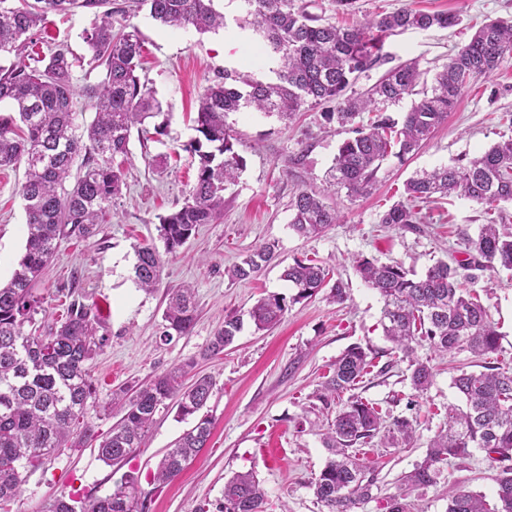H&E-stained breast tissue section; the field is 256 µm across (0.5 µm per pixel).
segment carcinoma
Returning <instances> with one entry per match:
<instances>
[{"label":"carcinoma","instance_id":"cac0c4a2","mask_svg":"<svg viewBox=\"0 0 512 512\" xmlns=\"http://www.w3.org/2000/svg\"><path fill=\"white\" fill-rule=\"evenodd\" d=\"M214 0H130L123 7L112 0H34L12 7L0 0V165L22 164L27 240L11 280L0 285V512L19 494L24 474L43 467L66 446L80 448L91 436L86 421L94 386L86 368L105 342L97 336L91 308L73 293L65 317L52 325H36L43 311L34 286L64 238L84 240L96 225L106 222L112 201L125 185L124 168L116 156H127L132 130L155 142L166 135L162 104L136 75L144 40L132 24L114 30L112 17H128L146 8L160 24L200 33L225 27L224 14ZM240 26L252 30L264 52L277 61L276 80L262 82L237 72L224 71L223 80L207 86L199 96L194 129L198 133L189 150L198 156L195 181L183 204L159 217L164 252L150 245L135 247V282L146 292L161 280L162 254H174L200 225L212 224L224 214V191L234 184L245 166L235 148L238 136L228 114L252 110L283 120L315 105L335 104L327 120L341 125L365 112L374 113L368 125L352 129L329 169L328 184L350 197L368 194L384 161L419 149L444 122L462 90L478 76L495 73L512 55V22L495 20L478 29L470 41L449 58L435 75L429 90L417 91L421 71L416 62L388 69L372 86L356 94L348 90L358 77L386 61L383 38L409 29H448L459 17L448 12L403 8L373 13L351 27H338L306 11L294 0H240ZM81 8L93 16L85 42L103 79L87 89L96 117L86 136L76 134L72 66L69 49L57 46L44 58H27L33 31L50 12ZM420 95L396 120L383 106ZM406 200L394 204L380 223L419 230L425 223L420 205L456 193L489 210L512 202V139L494 144L462 165L425 171L405 183ZM289 225L299 236L318 237L339 223L336 205L310 189L298 192L289 205ZM466 258L439 260L417 275L398 262L380 263L362 257L356 270L364 283L377 291L383 306L380 324L393 344L396 358L376 368L372 351L348 347L331 365L316 394L325 410L341 406L322 433L329 457L310 482L322 512H355L372 497L375 468L361 457V449L379 439L392 448L413 438L415 428L405 416L385 423L375 403L354 393L366 376L386 375L395 364L408 362L410 384L417 392L431 386L432 367L415 357V346L425 342L439 353L496 352L500 333L488 310L463 282L473 271L504 268L512 271V228L481 226L477 237L460 233ZM275 258V245L262 244L225 270L232 281L249 280ZM328 271L313 258H296L281 278L295 290L285 297L269 293L259 297L248 315L254 331L277 325L288 306L313 297L323 288ZM196 319L194 289L169 290L162 315L160 340L188 336ZM238 314L224 316V325L203 351L216 358L233 345L243 329ZM197 366L194 359L158 374L133 395L120 388L112 403L124 411L97 448L98 458L110 465L131 454L147 436L155 415L176 409L177 417L194 419L158 463L153 482L174 480L204 448L212 431L211 416L203 409L215 382L208 375L186 377ZM465 407H448V421L435 434L426 458L401 479L404 490L390 498L388 512H414L408 495L417 488L437 484L443 465L471 457V449L485 452L499 464L497 502L458 486L448 488L446 512H512V370L490 367L479 373L463 372L453 379ZM347 401H342L344 394ZM83 431L74 433L76 423ZM138 477L126 474L112 493L75 500L63 495L47 502L41 512H145ZM265 492L253 472L237 473L224 483L214 512H265Z\"/></svg>","mask_w":512,"mask_h":512}]
</instances>
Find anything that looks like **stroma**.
Returning a JSON list of instances; mask_svg holds the SVG:
<instances>
[{
    "mask_svg": "<svg viewBox=\"0 0 512 512\" xmlns=\"http://www.w3.org/2000/svg\"><path fill=\"white\" fill-rule=\"evenodd\" d=\"M215 6L227 20L216 33L165 28L144 11L134 17L145 41L139 76L169 115L168 134L160 143L131 138L126 185L112 205V223L98 225L86 240L62 241L35 286L44 299L39 323L50 324L62 314L64 293L71 290L92 307L107 335L106 344L87 364L96 389V403L87 419L98 433H106L120 419L118 412L104 408L113 390L138 388L173 364L194 358L197 372L213 376L216 382L207 404L213 420L211 438L174 481L161 486L152 484L150 475L186 428L175 411L157 416L145 443L128 462L105 465L97 457L94 440L78 449L64 448L45 468L27 474L11 512H39L47 500L61 494L106 495L130 472L139 477L148 512H197L199 506L220 497L227 479L248 470L262 483L266 512H321L310 482L327 458L320 432L327 427L328 414L315 394L336 358L354 344L371 347L378 363L394 364L389 375L359 388V395L390 415L408 417L415 427L408 443L366 450L376 467L377 483L371 499L357 512H385L386 501L400 492L401 477L425 458L435 432L447 420L449 406L460 404L452 383L458 370L512 369V271H481L471 283L501 334L499 350L480 358L465 351L443 357L428 344L419 345L418 359L434 372L432 385L421 393L412 388L406 363H394L392 345L380 325L381 299L353 264L355 258L367 257L397 261L421 273L458 249L460 232L478 234L486 222L483 206L456 196L429 206L425 224L416 231L384 227L380 218L392 204L404 200V185L417 173L457 164L512 138V57L492 75L478 77L465 88L428 144L405 162L386 160L370 195L351 198L346 192L336 193L340 221L314 239L294 234L288 205L300 190L323 189L325 173L340 143L350 137V127L327 121L321 106L301 112L289 123L258 112L230 114L245 167L224 193L223 216L201 225L176 254L166 256L159 288L151 293L137 288L135 245H160V215L182 205L195 179L198 158L187 146L196 136L191 116L199 94L228 70L263 81L273 77V61L254 54L256 36L235 21L240 14L238 0H215ZM356 6V12L344 14L332 10L328 0H311L308 10L339 26L355 24L366 11L401 8L447 11L460 18L450 29H410L386 37L387 61L360 75L355 84L359 91L388 68L410 61L418 63L424 82H432L483 23L495 18L512 21V0H357ZM91 23V15L80 9L49 15L35 44L39 51L64 45L76 57L74 117L81 131L95 117L84 89L102 78L101 70L90 64L91 52L83 39ZM23 181V166H0V282L4 284L25 247ZM264 243L275 244L276 264L247 281L225 277L226 267ZM303 256L316 258L329 268L332 280L345 284L344 303L332 302L329 288H322L312 298L290 305L279 325L261 332L244 326L223 356L202 358L226 314H245L266 293L291 295L281 278L282 267ZM182 285L195 290L193 330L169 344L157 343L166 293ZM498 472L497 463L477 450L468 459L448 463L437 485L412 492L410 500L419 512H446L448 489L456 485L492 501Z\"/></svg>",
    "mask_w": 512,
    "mask_h": 512,
    "instance_id": "1",
    "label": "stroma"
}]
</instances>
